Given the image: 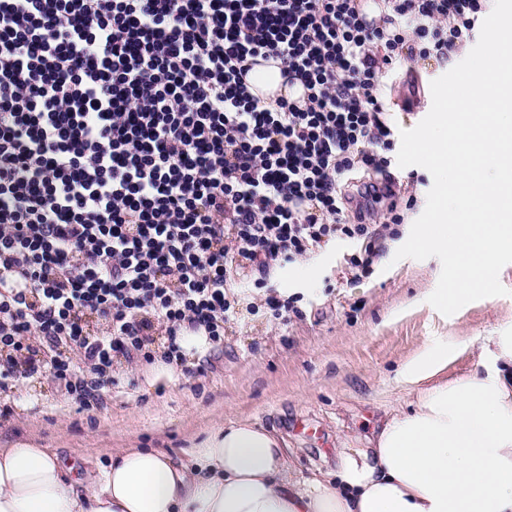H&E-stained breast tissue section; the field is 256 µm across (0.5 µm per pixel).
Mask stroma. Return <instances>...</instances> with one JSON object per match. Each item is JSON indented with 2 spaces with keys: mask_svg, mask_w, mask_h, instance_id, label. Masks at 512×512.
Returning <instances> with one entry per match:
<instances>
[{
  "mask_svg": "<svg viewBox=\"0 0 512 512\" xmlns=\"http://www.w3.org/2000/svg\"><path fill=\"white\" fill-rule=\"evenodd\" d=\"M461 59L457 53L441 63L400 64L383 88L395 129L413 128L428 114L431 81ZM432 184L425 168L402 169L396 201L412 196L416 203L371 275L356 280L345 273L343 257L351 246L343 241L278 273V288L303 294L305 318L282 326L261 314L244 315L229 329L223 349L193 355L202 373L189 377L165 366L124 373L101 411L61 401L52 382L20 384L12 416L0 419V447L27 442L86 459L96 469L107 466L118 448H159L183 457L214 427L247 417L287 438L298 477L335 471L338 448L371 436L391 410L409 408L415 394L400 372L413 354L447 341L450 359L442 377L450 381L490 366L484 338L512 334V264L499 275L506 295L446 316L428 302L439 259L395 260ZM301 422L317 428V435L299 431Z\"/></svg>",
  "mask_w": 512,
  "mask_h": 512,
  "instance_id": "1",
  "label": "stroma"
}]
</instances>
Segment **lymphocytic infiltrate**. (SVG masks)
<instances>
[{
	"label": "lymphocytic infiltrate",
	"mask_w": 512,
	"mask_h": 512,
	"mask_svg": "<svg viewBox=\"0 0 512 512\" xmlns=\"http://www.w3.org/2000/svg\"><path fill=\"white\" fill-rule=\"evenodd\" d=\"M485 0H0V419L21 380L107 408L128 364L187 370L242 314L288 324L275 273L323 244L369 275L403 222L383 79L443 61ZM274 59L298 98L246 76ZM255 275L246 301L238 286Z\"/></svg>",
	"instance_id": "f902f5d3"
}]
</instances>
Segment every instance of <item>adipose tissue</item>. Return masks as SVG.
Masks as SVG:
<instances>
[{
	"label": "adipose tissue",
	"mask_w": 512,
	"mask_h": 512,
	"mask_svg": "<svg viewBox=\"0 0 512 512\" xmlns=\"http://www.w3.org/2000/svg\"><path fill=\"white\" fill-rule=\"evenodd\" d=\"M482 349L490 370L442 383L447 348L410 358V409L340 449L334 478H297L286 440L240 418L185 458L121 448L88 473L44 448H0V512H512V335Z\"/></svg>",
	"instance_id": "adipose-tissue-1"
}]
</instances>
